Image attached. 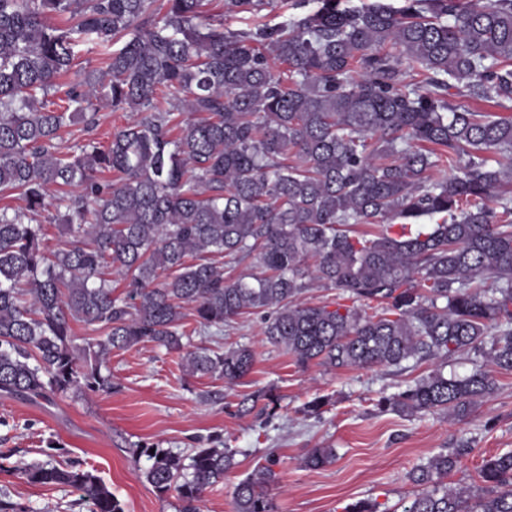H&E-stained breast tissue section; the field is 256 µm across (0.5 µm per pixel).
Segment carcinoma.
Wrapping results in <instances>:
<instances>
[{
  "mask_svg": "<svg viewBox=\"0 0 512 512\" xmlns=\"http://www.w3.org/2000/svg\"><path fill=\"white\" fill-rule=\"evenodd\" d=\"M155 2L0 0V196L26 202L0 207V391L107 393L112 351L146 343L184 350L188 374L233 385L253 367L250 347L183 339L257 313L265 340L302 368L474 350L512 372V203L501 196L512 119L468 105L512 102V0H321L289 24L241 32L213 23L207 0ZM85 41L102 67L50 98L79 74ZM103 108L138 117L106 143L62 144L63 127L81 118L94 131ZM52 186L67 240L47 254L37 216ZM227 256L260 271L226 277L215 258ZM114 274L127 282L121 294ZM314 285L354 305L301 301ZM72 320L96 336L78 339ZM495 388L481 367L435 370L376 406L463 420ZM276 405L261 391L241 412ZM473 452L460 439L417 466L409 480L421 490L403 512H512V452L483 460L478 493L442 483ZM139 456L180 512H201L236 465L227 448ZM335 458L313 448L304 464ZM274 465L257 463L235 486L234 512H276ZM8 471L73 488L89 512H125L80 463L19 460Z\"/></svg>",
  "mask_w": 512,
  "mask_h": 512,
  "instance_id": "carcinoma-1",
  "label": "carcinoma"
}]
</instances>
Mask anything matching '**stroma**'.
I'll return each mask as SVG.
<instances>
[{
	"label": "stroma",
	"mask_w": 512,
	"mask_h": 512,
	"mask_svg": "<svg viewBox=\"0 0 512 512\" xmlns=\"http://www.w3.org/2000/svg\"><path fill=\"white\" fill-rule=\"evenodd\" d=\"M225 29L243 31L261 23H286L308 12L301 0H275L255 13L227 8L225 0L207 7ZM221 347L251 346L255 362L233 387L207 376H187L181 355L150 344L113 352L107 362L112 392L67 395L50 400L18 399L0 392V450L12 451L29 464L44 462L47 443L57 447L55 460L94 467L126 512H177L173 496H159L146 481L145 462L136 461L140 446H159L187 454L199 443L219 438L235 451L237 466L223 483L209 488L202 512H233V490L253 467L274 456L281 476L277 512H344L367 500L377 512H402L416 487L409 472L456 438L473 439L475 450L449 474L448 487H480L483 459L512 451V372L496 374V390L468 419L440 413L406 417L379 412L381 393H393L436 366L445 374L464 376L483 357L457 353L443 363L428 360L416 367L331 369L300 368L280 347L264 341L259 315H248L218 334ZM223 390L218 405L199 395ZM272 391L278 404L270 414H240L239 403L257 391ZM330 403L322 414L304 405L317 397ZM335 448V460L306 468L310 449ZM27 512H87L72 488L33 484L0 472V493Z\"/></svg>",
	"instance_id": "1"
}]
</instances>
